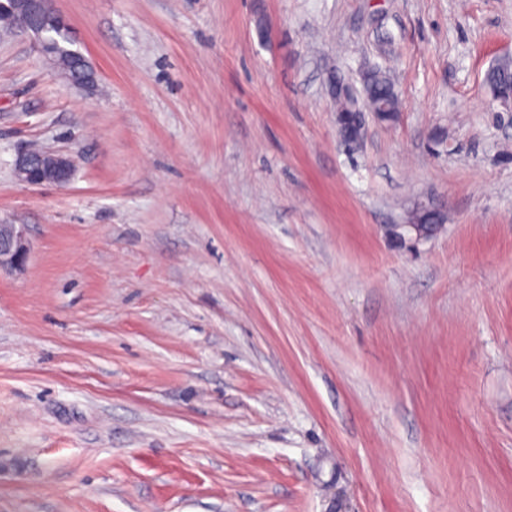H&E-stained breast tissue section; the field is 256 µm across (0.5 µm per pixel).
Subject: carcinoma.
Returning a JSON list of instances; mask_svg holds the SVG:
<instances>
[{
	"mask_svg": "<svg viewBox=\"0 0 512 512\" xmlns=\"http://www.w3.org/2000/svg\"><path fill=\"white\" fill-rule=\"evenodd\" d=\"M22 11L23 3L20 0H0V23L7 26L13 25ZM40 24L44 25L47 31L58 39L60 63L67 75L75 80L83 79L89 71L85 56L68 51L66 46L68 40L55 30L53 19L47 20L42 17ZM334 80L339 86L334 95L338 131L345 143L352 147L359 145V138L354 136V122L357 116L367 110L380 112L386 117L400 111L401 94L390 83V79L379 70H370L363 75L364 100L360 105L344 97L343 91L347 84L341 77L336 76ZM487 83L497 94L512 85V66L506 63L494 66L487 74Z\"/></svg>",
	"mask_w": 512,
	"mask_h": 512,
	"instance_id": "cac0c4a2",
	"label": "carcinoma"
}]
</instances>
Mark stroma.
<instances>
[{
  "label": "stroma",
  "instance_id": "obj_1",
  "mask_svg": "<svg viewBox=\"0 0 512 512\" xmlns=\"http://www.w3.org/2000/svg\"><path fill=\"white\" fill-rule=\"evenodd\" d=\"M52 6L97 85L0 32V512H512V0ZM338 83L339 89L334 95L336 101V123L340 136L349 146L359 145V139L354 136L356 127L354 122L357 116H362L361 112H375V119L378 120L377 112L386 117L400 112L401 94L390 83V79L380 70H370L363 75L364 100L361 105L355 103L350 98H345L343 91L347 84L337 76L332 77ZM358 109V110H357ZM368 109V111H367ZM21 154L15 164L18 179L32 186L63 185L71 176L70 159L59 151L46 150L51 155V161L45 153L37 148H31ZM41 159L45 166L34 156ZM8 234L0 236V268L20 269L28 255L29 243L21 224H4Z\"/></svg>",
  "mask_w": 512,
  "mask_h": 512
}]
</instances>
